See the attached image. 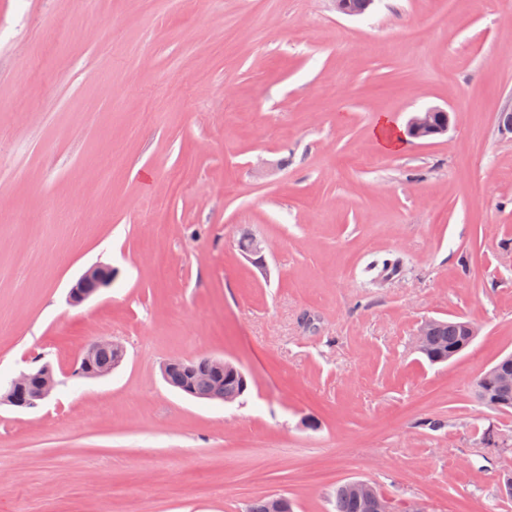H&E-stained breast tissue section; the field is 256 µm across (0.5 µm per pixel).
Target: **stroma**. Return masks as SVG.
Masks as SVG:
<instances>
[{"mask_svg": "<svg viewBox=\"0 0 512 512\" xmlns=\"http://www.w3.org/2000/svg\"><path fill=\"white\" fill-rule=\"evenodd\" d=\"M431 107L446 134L378 148L380 113ZM510 108L512 0H0V384L58 379L0 404V512H333L356 479L395 512H512V411L476 396L512 353ZM95 264L111 285L70 305ZM455 317L478 335L429 364L418 328ZM96 337L122 363L73 377ZM198 356L245 394L166 383ZM111 349L119 354H125L124 349L118 342L109 338H96L93 339L84 349L83 353L77 359L74 365V375H84L83 367L84 364L91 358L95 353L101 350ZM210 359L215 365L219 367L231 368L233 370H239L241 373H243L239 368L234 366L232 363L224 360V358L211 357ZM210 359L208 357H199L196 359H192L191 361L186 359H174L167 362L163 366V374H166V371L169 367L185 365L190 361L192 370L196 375L197 388L208 394L207 396L200 397L197 399L219 400L224 401L225 403H232L236 401V398L232 396L236 394V391L239 388V383L237 380H225L217 384L215 387L208 389V380L211 371V366L209 364ZM35 373H38L40 376L36 388L29 394V397L25 401H17L15 399L14 392L24 389ZM57 384L58 381L52 366L45 363L37 368L22 371L7 384L3 389V393L1 386L0 403H6L19 409L36 408L51 397L57 387Z\"/></svg>", "mask_w": 512, "mask_h": 512, "instance_id": "obj_1", "label": "stroma"}]
</instances>
